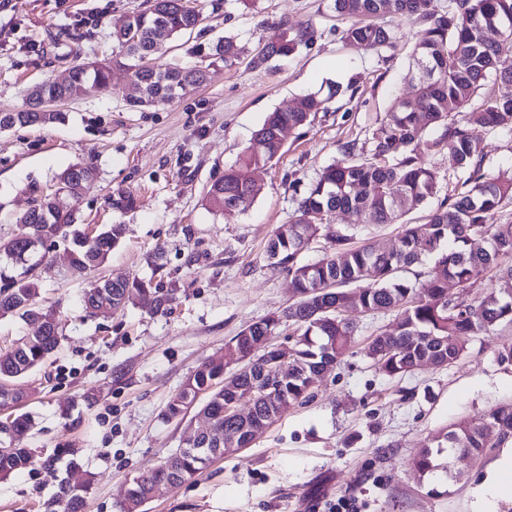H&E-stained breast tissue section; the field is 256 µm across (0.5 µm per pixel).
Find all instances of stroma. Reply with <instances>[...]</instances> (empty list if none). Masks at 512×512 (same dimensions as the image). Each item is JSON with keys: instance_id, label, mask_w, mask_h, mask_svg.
<instances>
[{"instance_id": "1", "label": "stroma", "mask_w": 512, "mask_h": 512, "mask_svg": "<svg viewBox=\"0 0 512 512\" xmlns=\"http://www.w3.org/2000/svg\"><path fill=\"white\" fill-rule=\"evenodd\" d=\"M143 2L0 0V113L24 109L30 89L73 58L111 60L113 31ZM195 5L200 26L168 41L158 63L202 67L204 84L134 109L120 93L126 73L116 68L107 86L64 104L65 123L0 131V237L15 231L32 192L53 194L68 166L93 165L97 178L74 209L82 223L128 227L99 276L147 278L159 259L170 298L159 312L136 300L112 317H86L89 280L70 273L66 244L54 249L38 270L40 302L55 311L64 338L26 380L17 410L32 420L26 446L56 464L0 480V512H45L74 463L93 475L84 512H120L129 482L189 437V421L164 413L195 367L293 302L287 273L266 256L278 225L293 219L345 143L364 141L394 97L415 94L408 74L417 28L400 17H382L397 41L376 53L341 41L347 21L332 0ZM282 23L313 29V45L252 66ZM225 35L240 48L235 63L198 54ZM331 85L355 92L318 113L304 134L288 135L251 208L231 218L212 211L210 184L257 150L255 133L268 114ZM119 192L136 198L135 209L113 208ZM391 324L388 314L361 318L347 356L317 379L313 401L291 407L248 448L214 459L194 480L159 491L147 512H328L341 497L357 512H484L483 492L505 449L475 467L449 459L424 478L411 460L421 441L452 423L512 403V365L496 360L512 343V327L471 337L450 367L391 379L364 351Z\"/></svg>"}]
</instances>
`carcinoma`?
<instances>
[{
	"label": "carcinoma",
	"mask_w": 512,
	"mask_h": 512,
	"mask_svg": "<svg viewBox=\"0 0 512 512\" xmlns=\"http://www.w3.org/2000/svg\"><path fill=\"white\" fill-rule=\"evenodd\" d=\"M146 2L148 7L129 16L113 33L119 53L111 63L74 60L66 70V82H46L38 95L29 96L28 109L1 113L0 130L64 122L66 113L45 107L77 101L109 84L114 65L125 69L128 85L139 92L130 101L134 107L164 104L185 87L203 84L207 74L202 69L145 65V59L160 53L168 40L197 28L200 11L191 0ZM333 8L350 19L341 38L376 52L394 47L396 34L373 18L400 15L417 26L411 68L416 95L411 100L395 97L386 118L363 143L342 146V157L309 186L293 220L277 227L267 256L287 272L297 301L247 325L225 345L249 356L233 383L224 384L220 367L199 364L168 402L170 420L184 419L195 404L196 415L239 431L244 438L255 429H266L288 408L308 401L319 373L344 358L359 315L395 313V328L372 336L366 344L367 356L388 377L404 376L424 364L449 367L466 353L465 337L512 325V265H498L500 257L512 255V223H495L502 205L512 202V174L485 169L481 139L456 119V110L470 105L491 80L498 84V93L481 98L468 112L467 123L512 135V0H448L446 10L438 8L435 0H333ZM490 29L500 31L499 38H486ZM309 41L307 29L292 32L283 23L270 40L272 50L259 51L252 64L257 67L274 55H293ZM208 54L227 63L239 57V48L226 36L209 47ZM340 92L331 87L325 95L310 93L298 106L270 113L257 133L265 148L243 154L224 177L210 184V204L226 217L245 213L280 153V135L309 126L317 113L328 111ZM431 132L436 137L428 138ZM443 148L454 157L465 190L441 200L424 221L403 223L407 212L429 205L439 195V176L424 155ZM78 168L94 172L90 165L73 164L59 175L75 199L82 194V187L73 184ZM337 211L351 213L356 223L366 226L402 223L404 231L388 251L371 244L353 246L348 229L331 223ZM16 227L20 234L0 237V317L40 320L42 328L0 352L3 407L24 399L22 380L52 356L62 338L55 312L38 302L35 270L49 254L43 243H69V268L81 275L103 265L126 233L124 224H103L90 237L74 211H61L42 195L16 218ZM318 234L330 242V251L314 263H305L302 255ZM425 252L436 259L423 281L401 275L421 262ZM493 266L498 267L499 287L469 300L448 293L450 284L464 290L474 287ZM136 295L150 298L157 311L169 301L152 280L134 277L95 282L85 290L83 306L89 316L106 318ZM286 327L293 329L291 353L282 370L274 373V357H266L260 343ZM234 399L251 404L247 420L224 414V404ZM484 421L494 427V434L487 433L482 422L462 421L423 443L412 458L415 470L425 476L439 468L444 448L450 456L464 453L481 460L493 449L512 444L511 404L489 410ZM30 429L31 419L25 413L0 425L1 479L35 464L32 449L22 445ZM215 458L202 442L185 446L173 467L160 463L152 476L132 483L122 512H144L154 482L166 481L176 488L199 476ZM90 484V475L72 466L48 512H82Z\"/></svg>",
	"instance_id": "cac0c4a2"
}]
</instances>
